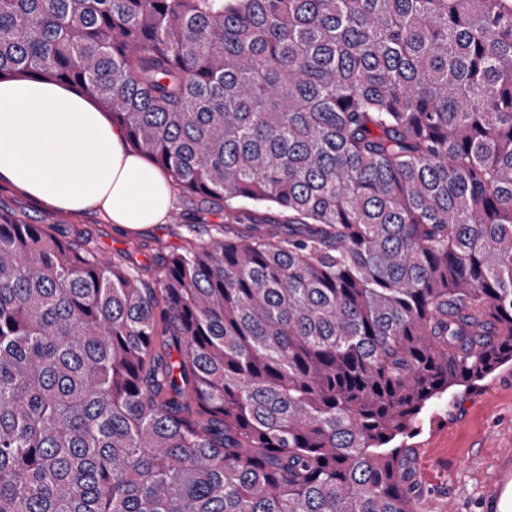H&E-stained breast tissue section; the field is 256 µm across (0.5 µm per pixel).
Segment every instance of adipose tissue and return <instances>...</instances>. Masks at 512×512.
<instances>
[{
	"label": "adipose tissue",
	"mask_w": 512,
	"mask_h": 512,
	"mask_svg": "<svg viewBox=\"0 0 512 512\" xmlns=\"http://www.w3.org/2000/svg\"><path fill=\"white\" fill-rule=\"evenodd\" d=\"M0 180L56 211L132 227L164 223L174 198L97 102L40 79L0 81Z\"/></svg>",
	"instance_id": "adipose-tissue-1"
}]
</instances>
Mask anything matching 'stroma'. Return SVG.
Masks as SVG:
<instances>
[{"label":"stroma","mask_w":512,"mask_h":512,"mask_svg":"<svg viewBox=\"0 0 512 512\" xmlns=\"http://www.w3.org/2000/svg\"><path fill=\"white\" fill-rule=\"evenodd\" d=\"M0 209L28 224L49 225L56 236L71 241L90 236L105 254L128 251L144 265L212 231L211 224L200 221L198 198L179 193L172 210L181 215V223L168 220L136 229L94 213L48 210L6 184H0ZM410 445L418 512H512V494L496 496L493 482L505 449L512 448V364L475 388H457L448 407L428 413Z\"/></svg>","instance_id":"1"}]
</instances>
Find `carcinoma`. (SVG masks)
<instances>
[{
    "mask_svg": "<svg viewBox=\"0 0 512 512\" xmlns=\"http://www.w3.org/2000/svg\"><path fill=\"white\" fill-rule=\"evenodd\" d=\"M2 77L224 223L152 269L0 210V512H415L512 363V0H0Z\"/></svg>",
    "mask_w": 512,
    "mask_h": 512,
    "instance_id": "cac0c4a2",
    "label": "carcinoma"
}]
</instances>
